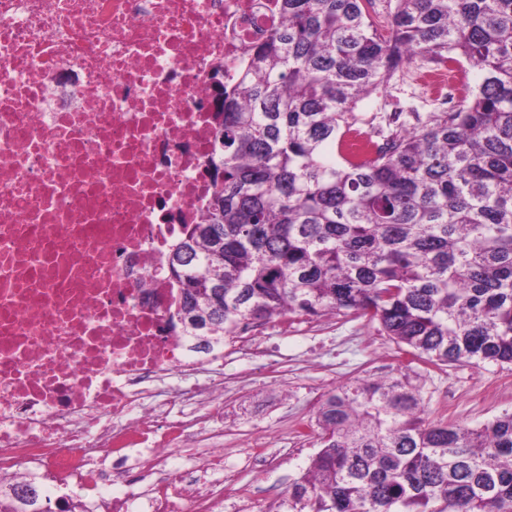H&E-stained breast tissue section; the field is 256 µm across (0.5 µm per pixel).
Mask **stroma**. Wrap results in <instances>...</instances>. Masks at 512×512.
<instances>
[{
  "mask_svg": "<svg viewBox=\"0 0 512 512\" xmlns=\"http://www.w3.org/2000/svg\"><path fill=\"white\" fill-rule=\"evenodd\" d=\"M443 106L419 81L398 72L358 102L357 114L439 112ZM265 361L224 344V512H278L290 484L317 445L311 426L327 391L367 374H397L408 358L378 326L325 316L272 321L248 329ZM422 384L430 418L478 427L512 411V366L451 364Z\"/></svg>",
  "mask_w": 512,
  "mask_h": 512,
  "instance_id": "35a3bbf8",
  "label": "stroma"
}]
</instances>
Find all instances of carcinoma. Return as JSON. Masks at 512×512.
Returning a JSON list of instances; mask_svg holds the SVG:
<instances>
[{
  "label": "carcinoma",
  "instance_id": "obj_1",
  "mask_svg": "<svg viewBox=\"0 0 512 512\" xmlns=\"http://www.w3.org/2000/svg\"><path fill=\"white\" fill-rule=\"evenodd\" d=\"M279 0L209 164L204 222L170 259L197 352L251 324H376L425 366L512 365V0ZM467 63L442 112L361 121L402 62ZM319 451L282 512H512V412L431 419L410 373L323 395Z\"/></svg>",
  "mask_w": 512,
  "mask_h": 512
}]
</instances>
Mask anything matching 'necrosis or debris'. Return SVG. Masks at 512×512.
Returning a JSON list of instances; mask_svg holds the SVG:
<instances>
[{"label":"necrosis or debris","mask_w":512,"mask_h":512,"mask_svg":"<svg viewBox=\"0 0 512 512\" xmlns=\"http://www.w3.org/2000/svg\"><path fill=\"white\" fill-rule=\"evenodd\" d=\"M277 0H0V512L41 479L68 512H214L168 464L224 398L175 328L169 248L200 223L248 46ZM204 383L166 389L172 373ZM150 450L112 494L104 457Z\"/></svg>","instance_id":"obj_1"}]
</instances>
